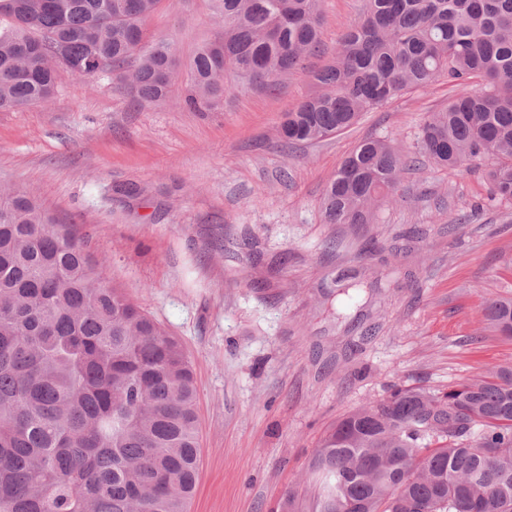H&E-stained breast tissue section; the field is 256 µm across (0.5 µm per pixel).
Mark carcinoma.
Returning a JSON list of instances; mask_svg holds the SVG:
<instances>
[{"instance_id":"carcinoma-1","label":"carcinoma","mask_w":512,"mask_h":512,"mask_svg":"<svg viewBox=\"0 0 512 512\" xmlns=\"http://www.w3.org/2000/svg\"><path fill=\"white\" fill-rule=\"evenodd\" d=\"M159 0H0V110L47 103L63 70L112 75L142 101L171 91L174 43L146 40ZM221 32L189 62L186 104H223L226 80L276 85L321 44L318 0H214ZM319 92L285 116L284 144L338 134L440 77L454 95L418 154L488 179L512 203V0H368L310 71ZM414 159L366 139L322 196L328 224H371ZM484 319L512 337V298ZM192 363L81 240L22 189L0 192V512H187L197 481ZM315 512H512V366L445 392L398 388L336 422L312 463Z\"/></svg>"}]
</instances>
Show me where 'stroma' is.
Returning <instances> with one entry per match:
<instances>
[{
    "label": "stroma",
    "instance_id": "35a3bbf8",
    "mask_svg": "<svg viewBox=\"0 0 512 512\" xmlns=\"http://www.w3.org/2000/svg\"><path fill=\"white\" fill-rule=\"evenodd\" d=\"M366 0H321L325 64ZM150 36L181 62L168 99L60 72L45 104L0 111V187L31 192L93 261L177 338L198 391L200 465L190 512H313L310 464L329 428L395 388L435 391L512 365L483 307L512 296V204L484 160L424 163L372 224H327L321 196L364 139L414 151L446 80L404 92L348 130L284 149L308 70L230 87L223 108L184 103L186 65L218 27L212 0H160ZM462 223L449 224V215Z\"/></svg>",
    "mask_w": 512,
    "mask_h": 512
}]
</instances>
